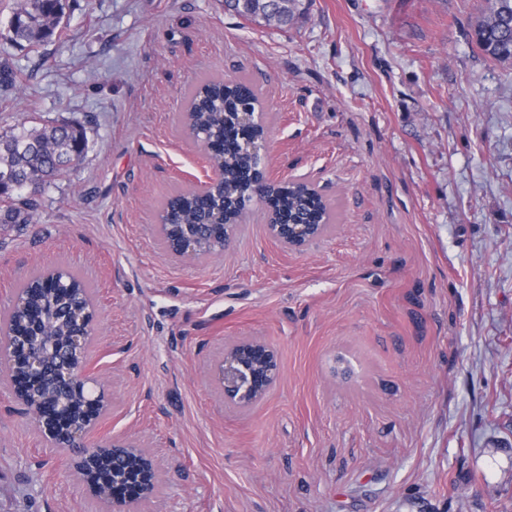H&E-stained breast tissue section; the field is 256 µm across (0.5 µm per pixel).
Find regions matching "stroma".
Instances as JSON below:
<instances>
[{"instance_id":"1","label":"stroma","mask_w":512,"mask_h":512,"mask_svg":"<svg viewBox=\"0 0 512 512\" xmlns=\"http://www.w3.org/2000/svg\"><path fill=\"white\" fill-rule=\"evenodd\" d=\"M487 0H312L288 28L224 0H66L14 47L0 132L83 126L82 161L29 224H0V313L62 266L98 317L88 372L118 437L154 457L139 512H512V60L473 39ZM247 80L270 174L334 222L291 251L251 204L223 253L169 255L168 197L213 177L183 127L205 79ZM258 337L280 377L225 404L212 365ZM0 382V512H112Z\"/></svg>"}]
</instances>
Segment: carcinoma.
Listing matches in <instances>:
<instances>
[{"label":"carcinoma","instance_id":"1","mask_svg":"<svg viewBox=\"0 0 512 512\" xmlns=\"http://www.w3.org/2000/svg\"><path fill=\"white\" fill-rule=\"evenodd\" d=\"M489 12L474 25L476 46L490 60L512 59V0H489ZM224 9L257 24L275 22L286 28L308 10V0H224ZM60 19L56 0H18L7 33L0 39L12 46H39L59 33ZM21 72L12 64L8 52L0 49V97L19 89ZM256 89L244 80H209L193 97L190 127L195 136L212 142L210 165L223 172L224 181L207 189L180 191L163 204L160 221L166 225L162 239L175 248L181 237L196 235L199 226L213 224L217 210H224V223H241L251 200L253 177L259 160L242 148L245 137L239 113L258 111ZM85 131L80 126L48 124L24 119L0 133V172L9 174L19 186L0 198V224H29L40 207L38 193L62 166L82 159L87 149ZM267 210L279 224H325L328 203L323 196L301 184L271 183L267 186ZM45 275L30 277L19 292L26 305H13L3 319L0 332L10 336L20 332L13 366L6 367L9 380H21L27 360L40 358L45 365L41 384L25 392L32 412L62 413L69 421L90 419L98 408L82 390L59 387L55 376L60 338L71 332L70 317L76 308L90 302L87 289L73 274L59 270L54 286H44ZM112 456L105 454L88 466L96 494L107 497L112 487Z\"/></svg>","mask_w":512,"mask_h":512}]
</instances>
